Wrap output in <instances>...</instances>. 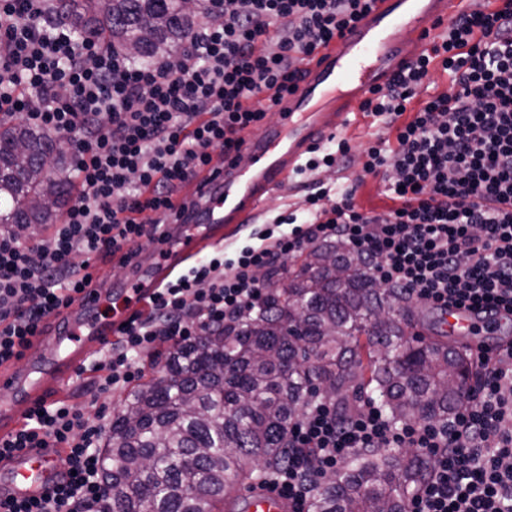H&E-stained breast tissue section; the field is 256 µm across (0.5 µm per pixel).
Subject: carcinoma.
<instances>
[{"instance_id": "obj_1", "label": "carcinoma", "mask_w": 512, "mask_h": 512, "mask_svg": "<svg viewBox=\"0 0 512 512\" xmlns=\"http://www.w3.org/2000/svg\"><path fill=\"white\" fill-rule=\"evenodd\" d=\"M79 37L136 46L142 62L178 53L193 27L181 0H57ZM63 141L25 121L0 125V224H55L73 189ZM346 271L336 277V267ZM395 288L338 240L272 280L233 329L174 345L161 375L130 393L102 450L112 512H224V499L286 455L288 426L318 399L367 390L394 424L445 421L467 388L448 381L470 359L442 337L406 336ZM428 460L369 448L317 481L313 512H404Z\"/></svg>"}]
</instances>
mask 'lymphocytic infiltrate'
Listing matches in <instances>:
<instances>
[{
    "label": "lymphocytic infiltrate",
    "mask_w": 512,
    "mask_h": 512,
    "mask_svg": "<svg viewBox=\"0 0 512 512\" xmlns=\"http://www.w3.org/2000/svg\"><path fill=\"white\" fill-rule=\"evenodd\" d=\"M371 2L224 0L215 20L213 0H201L207 20L176 62L144 64L121 46L76 37L53 19L51 0H0V122L19 117L60 137L75 173L71 201L48 233L0 225V361L20 358L50 314L92 287L95 261L115 256L127 267L134 245L165 244L175 188L212 166L215 150L238 152L302 63ZM438 71L449 87L433 93ZM362 110L395 132L361 153L363 172L387 184L390 206L365 211L354 190L316 187L302 216L278 215L234 257L212 254L169 280L100 361L102 389L135 381L140 356L157 342L186 344L246 320L268 275L333 240L421 306L512 314V0L459 12ZM470 360L467 399L445 421L395 425L367 399L345 416L318 401L290 425L288 453L266 485L292 512H310L319 477L353 454L413 448L431 469L406 512H512V342ZM104 433L99 419L60 401L31 409L0 441V457L60 448L65 472L41 497L0 499V512H107Z\"/></svg>",
    "instance_id": "lymphocytic-infiltrate-1"
}]
</instances>
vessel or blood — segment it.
Wrapping results in <instances>:
<instances>
[{"mask_svg": "<svg viewBox=\"0 0 512 512\" xmlns=\"http://www.w3.org/2000/svg\"><path fill=\"white\" fill-rule=\"evenodd\" d=\"M464 0H374L371 8L343 35L321 47L302 66V77L275 107L261 135H246L240 148L246 166H228L223 177L197 178L199 207L188 211L180 226L176 255L145 270L130 283L131 300L146 302L176 267L201 251L226 240L253 223L263 201L288 182L309 152L340 133L351 114L358 112L373 89H386L440 34L446 32ZM92 300L81 295L61 316L70 336L54 335L53 345H68L55 371L32 374L16 362L0 364V387L10 390L0 400V439L8 438L48 392L63 389L76 369L112 341L127 317L115 311L105 322L83 317ZM450 332L477 335L486 316L466 308H450L445 316ZM64 472L59 449L28 448L0 460V498L40 496ZM249 512H289L288 500L278 491L255 486L245 491Z\"/></svg>", "mask_w": 512, "mask_h": 512, "instance_id": "b4317fda", "label": "vessel or blood"}]
</instances>
